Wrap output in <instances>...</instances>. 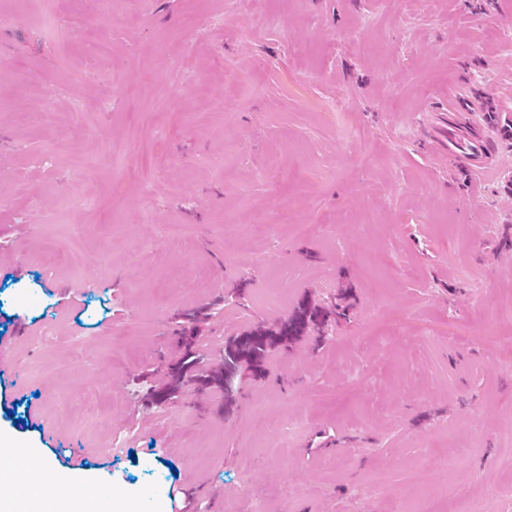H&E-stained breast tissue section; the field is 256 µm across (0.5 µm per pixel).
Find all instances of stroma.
<instances>
[{
  "instance_id": "1",
  "label": "stroma",
  "mask_w": 512,
  "mask_h": 512,
  "mask_svg": "<svg viewBox=\"0 0 512 512\" xmlns=\"http://www.w3.org/2000/svg\"><path fill=\"white\" fill-rule=\"evenodd\" d=\"M510 31L512 0H0V439L100 512H512ZM455 96L488 173L433 144ZM303 301L350 320L230 416L151 401L183 310L214 369Z\"/></svg>"
}]
</instances>
